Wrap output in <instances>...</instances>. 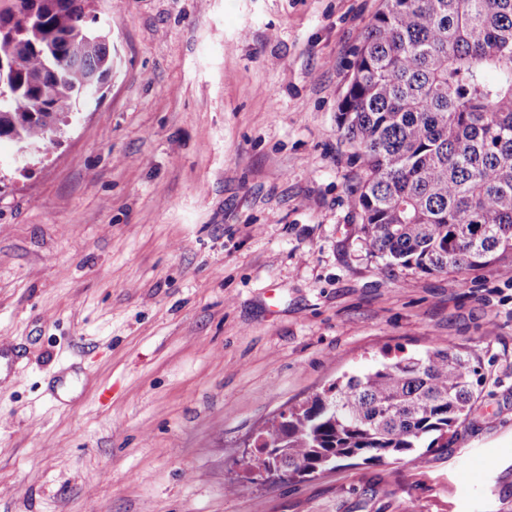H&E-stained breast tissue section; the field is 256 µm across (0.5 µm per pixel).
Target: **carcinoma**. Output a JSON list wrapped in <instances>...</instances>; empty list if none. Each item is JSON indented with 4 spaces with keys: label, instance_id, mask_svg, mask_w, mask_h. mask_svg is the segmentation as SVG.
<instances>
[{
    "label": "carcinoma",
    "instance_id": "obj_1",
    "mask_svg": "<svg viewBox=\"0 0 512 512\" xmlns=\"http://www.w3.org/2000/svg\"><path fill=\"white\" fill-rule=\"evenodd\" d=\"M87 0H15L0 39L19 65L0 88V139L47 149L112 72ZM363 176L351 190L368 253L423 274L512 267V0H384L336 115ZM478 368L454 347L382 362L274 419L254 455L304 477L349 459L448 447Z\"/></svg>",
    "mask_w": 512,
    "mask_h": 512
}]
</instances>
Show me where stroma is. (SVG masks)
<instances>
[{
    "label": "stroma",
    "mask_w": 512,
    "mask_h": 512,
    "mask_svg": "<svg viewBox=\"0 0 512 512\" xmlns=\"http://www.w3.org/2000/svg\"><path fill=\"white\" fill-rule=\"evenodd\" d=\"M383 0H89L112 77L0 141V512H512V280L368 254L336 113ZM482 382L444 448L279 479L281 412L385 354Z\"/></svg>",
    "instance_id": "35a3bbf8"
}]
</instances>
